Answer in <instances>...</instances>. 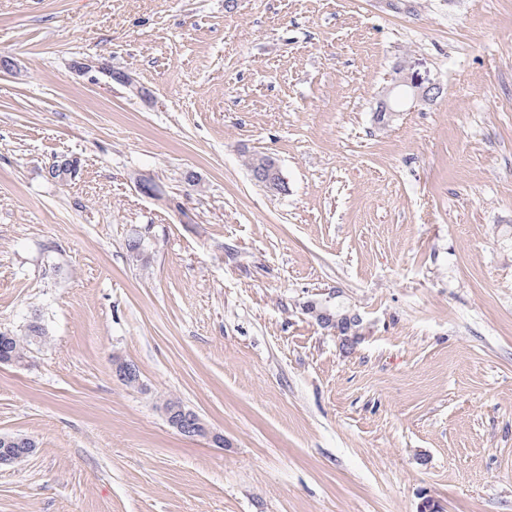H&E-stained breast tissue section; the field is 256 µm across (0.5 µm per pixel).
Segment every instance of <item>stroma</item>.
<instances>
[{"instance_id":"stroma-1","label":"stroma","mask_w":512,"mask_h":512,"mask_svg":"<svg viewBox=\"0 0 512 512\" xmlns=\"http://www.w3.org/2000/svg\"><path fill=\"white\" fill-rule=\"evenodd\" d=\"M1 55L0 512H512V0H0ZM75 71L85 72L92 68H97L105 72L111 80L125 87L129 93L141 100L149 102L152 99L150 91L140 84L136 77L128 72H117L109 68L106 64L96 60H82L74 64ZM398 77L394 79V83L389 92L392 94V99L386 98L379 102L377 116L380 118L385 112H395L392 106L393 97L400 94L403 103H417L432 101L441 93V86L439 83L427 82L417 78L413 74H404L403 70L398 69ZM268 160L269 163L263 165L264 163H267ZM274 160L275 159L273 157L265 154H253L252 156L248 157L246 161V167L250 175L254 169L259 167L255 171L253 178L255 180L263 181L268 185L270 192L276 193L282 191L283 187L285 186V182L280 167ZM338 290L329 292V296L323 301H312L305 305V311L311 314L315 320L323 328L331 330L340 339L342 348L348 349L353 347L360 339V326L362 323V317L358 312L348 311L341 308L339 305L331 307L332 313L342 315L340 317L332 316L330 312V302L332 299L338 298ZM345 313V314H344ZM46 328L38 321H32L26 330L24 335H17L14 333L0 332V361H4L2 364L11 362L14 364H22L29 358L30 353L29 346L33 344V341L41 340L45 337ZM162 411L169 426L180 435L187 438H211L212 441L221 443V436L212 435L204 419L196 412L171 410L164 405ZM16 436V437H14ZM25 437L19 434H0V466L13 465L29 458L35 451L31 440L19 439ZM26 443L27 445H24Z\"/></svg>"}]
</instances>
